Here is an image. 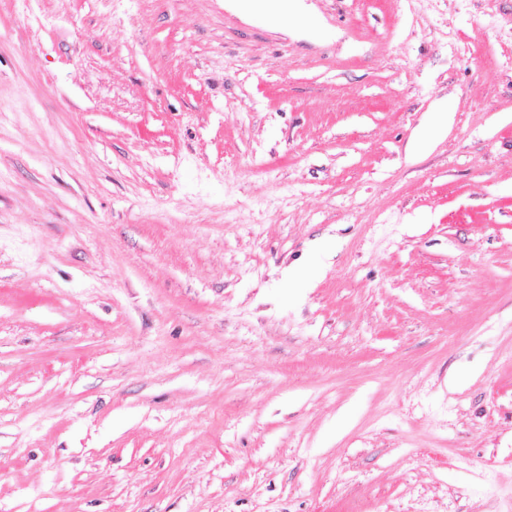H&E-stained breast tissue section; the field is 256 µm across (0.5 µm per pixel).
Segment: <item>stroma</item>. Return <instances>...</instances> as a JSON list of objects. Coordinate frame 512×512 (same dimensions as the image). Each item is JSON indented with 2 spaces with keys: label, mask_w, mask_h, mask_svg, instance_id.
<instances>
[{
  "label": "stroma",
  "mask_w": 512,
  "mask_h": 512,
  "mask_svg": "<svg viewBox=\"0 0 512 512\" xmlns=\"http://www.w3.org/2000/svg\"><path fill=\"white\" fill-rule=\"evenodd\" d=\"M0 512H512V0H0Z\"/></svg>",
  "instance_id": "1"
}]
</instances>
